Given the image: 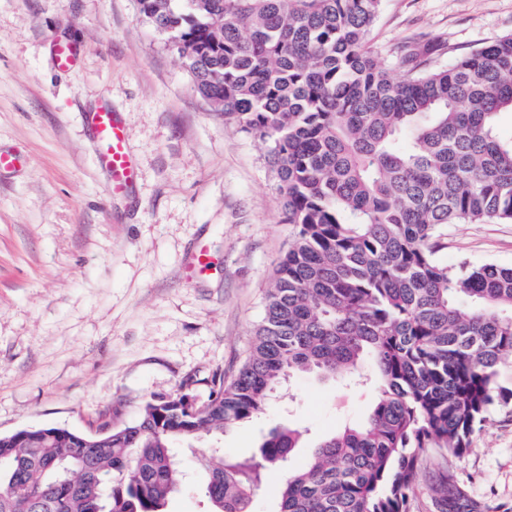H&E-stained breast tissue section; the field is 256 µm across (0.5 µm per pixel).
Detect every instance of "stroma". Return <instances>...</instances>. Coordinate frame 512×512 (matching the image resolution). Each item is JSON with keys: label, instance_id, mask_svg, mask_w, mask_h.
Wrapping results in <instances>:
<instances>
[{"label": "stroma", "instance_id": "35a3bbf8", "mask_svg": "<svg viewBox=\"0 0 512 512\" xmlns=\"http://www.w3.org/2000/svg\"><path fill=\"white\" fill-rule=\"evenodd\" d=\"M509 33L512 0H384L368 39L385 56L427 47L432 67ZM57 40L79 50L70 70L53 64ZM104 103L139 166L119 197L105 191L82 119ZM0 148L27 158L0 174V434H90L181 386L206 401L214 373L247 357L293 240L265 142L199 97L136 0H0ZM440 244L451 265L512 267V223L452 224ZM200 248L211 265L186 275ZM375 401L370 387L294 376L220 442L226 456H255L289 425L306 437L290 458L298 468ZM200 456L180 450L189 481L167 512H207ZM440 478L476 512H512V410H494L467 453L430 454L414 512H437L429 486Z\"/></svg>", "mask_w": 512, "mask_h": 512}]
</instances>
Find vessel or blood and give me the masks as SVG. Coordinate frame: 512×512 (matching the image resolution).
I'll return each instance as SVG.
<instances>
[{"label": "vessel or blood", "instance_id": "b4317fda", "mask_svg": "<svg viewBox=\"0 0 512 512\" xmlns=\"http://www.w3.org/2000/svg\"><path fill=\"white\" fill-rule=\"evenodd\" d=\"M78 56L77 47L71 43L58 41L52 47L53 63L58 69H70L76 64ZM84 119L97 143L98 161L108 176V194H125L135 180L136 166L116 113L111 106L102 105L85 113Z\"/></svg>", "mask_w": 512, "mask_h": 512}]
</instances>
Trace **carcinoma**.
I'll use <instances>...</instances> for the list:
<instances>
[{
    "label": "carcinoma",
    "instance_id": "obj_1",
    "mask_svg": "<svg viewBox=\"0 0 512 512\" xmlns=\"http://www.w3.org/2000/svg\"><path fill=\"white\" fill-rule=\"evenodd\" d=\"M136 2L202 99L267 144L294 239L230 381L215 374L200 405L156 397L95 448L57 426L0 435V512H166L178 447L263 413L300 374L368 382L377 402L286 473L275 512H410L429 450L468 452L512 405V268L437 258L449 224L512 223V141L495 133L512 33L426 70L368 44L383 0ZM301 442L288 426L259 458L207 449L213 512H251ZM430 490L465 512L448 480Z\"/></svg>",
    "mask_w": 512,
    "mask_h": 512
}]
</instances>
